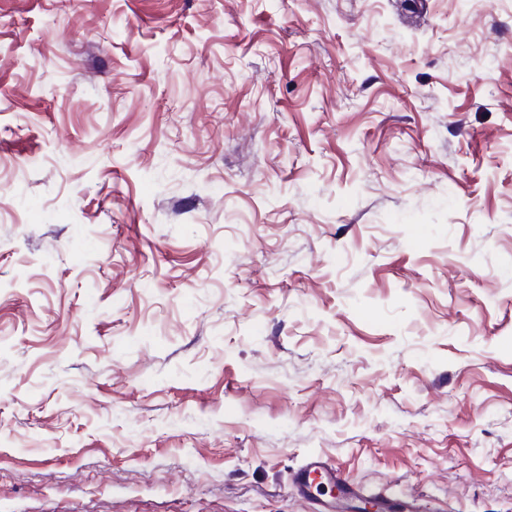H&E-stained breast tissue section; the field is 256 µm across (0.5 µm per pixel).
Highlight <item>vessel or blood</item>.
I'll use <instances>...</instances> for the list:
<instances>
[{"label": "vessel or blood", "instance_id": "vessel-or-blood-1", "mask_svg": "<svg viewBox=\"0 0 512 512\" xmlns=\"http://www.w3.org/2000/svg\"><path fill=\"white\" fill-rule=\"evenodd\" d=\"M291 486L304 499L311 498L313 491L327 489L342 497L375 500L381 512H424L416 498H398L383 489L367 490L350 484L338 469L317 455L303 461L291 478Z\"/></svg>", "mask_w": 512, "mask_h": 512}]
</instances>
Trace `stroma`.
I'll return each mask as SVG.
<instances>
[{
	"mask_svg": "<svg viewBox=\"0 0 512 512\" xmlns=\"http://www.w3.org/2000/svg\"><path fill=\"white\" fill-rule=\"evenodd\" d=\"M310 454L512 512V0H0V512Z\"/></svg>",
	"mask_w": 512,
	"mask_h": 512,
	"instance_id": "1",
	"label": "stroma"
}]
</instances>
